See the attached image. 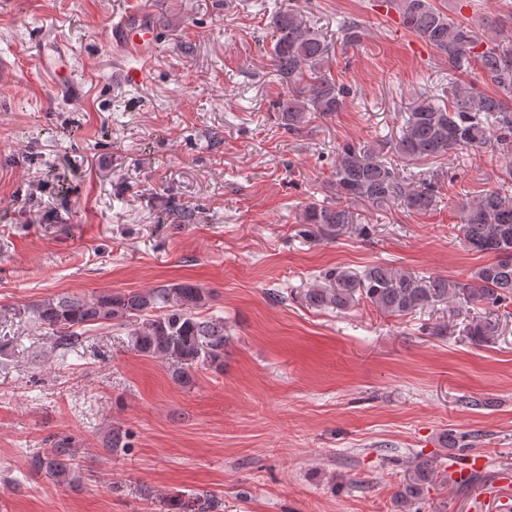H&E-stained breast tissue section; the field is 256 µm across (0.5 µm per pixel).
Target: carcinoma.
<instances>
[{"mask_svg":"<svg viewBox=\"0 0 512 512\" xmlns=\"http://www.w3.org/2000/svg\"><path fill=\"white\" fill-rule=\"evenodd\" d=\"M382 5L395 11L409 32L448 58L453 70L464 72L475 62L481 67L488 91L450 85L446 107L424 97L411 108L394 151L408 164L445 158L463 146H489L508 159L501 178L504 186L460 207L462 243L494 254L495 260L452 288L446 279H424L387 264L360 273L336 268L325 273L327 286L307 291L306 301L313 307L345 310L366 300L394 316L449 299L506 305L512 302V37L506 34L512 29V9L473 26L454 22L432 0H382ZM272 30V61L279 79L290 86L306 74L312 76L310 83L275 103L281 127L297 133L311 118L340 111L350 89L326 76L330 46L299 12H276ZM334 178L337 194L350 202L409 212L431 211L440 203L437 181L414 182L373 144L342 146ZM303 221L302 235L334 237L354 223V216L345 206L313 203L305 208ZM210 297L207 289L183 281L116 294L52 295L16 309L15 315L46 330L63 362L80 352L89 330L107 327L125 333L141 355L164 361L172 378L187 385L199 369L224 368L229 341L224 317L199 314ZM30 467L64 485L78 484L82 478L77 450L66 437L55 440L48 453L32 458ZM432 479L433 466L419 462L404 488V501L420 500ZM168 506L170 512H220L222 502L211 494L174 495Z\"/></svg>","mask_w":512,"mask_h":512,"instance_id":"cac0c4a2","label":"carcinoma"}]
</instances>
